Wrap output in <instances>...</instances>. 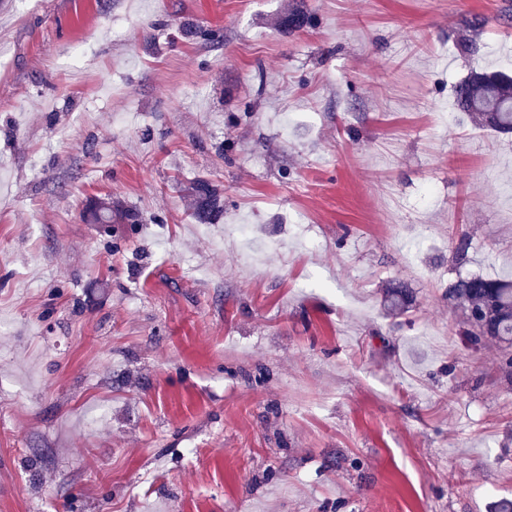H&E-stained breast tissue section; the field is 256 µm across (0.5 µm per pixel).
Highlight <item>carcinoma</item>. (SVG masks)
I'll list each match as a JSON object with an SVG mask.
<instances>
[{
	"label": "carcinoma",
	"mask_w": 512,
	"mask_h": 512,
	"mask_svg": "<svg viewBox=\"0 0 512 512\" xmlns=\"http://www.w3.org/2000/svg\"><path fill=\"white\" fill-rule=\"evenodd\" d=\"M455 90L462 111L477 125L496 132L512 133V76L500 72L473 71ZM196 218L208 222L220 209L218 185L206 178L191 183ZM98 224L112 223V202L98 201L91 210ZM448 303L461 312L465 334L475 344L492 342L512 350V280L473 275L448 285ZM409 304L405 290L387 293L388 312L398 315Z\"/></svg>",
	"instance_id": "obj_1"
}]
</instances>
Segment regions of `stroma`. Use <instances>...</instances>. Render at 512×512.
Listing matches in <instances>:
<instances>
[{"label": "stroma", "mask_w": 512, "mask_h": 512, "mask_svg": "<svg viewBox=\"0 0 512 512\" xmlns=\"http://www.w3.org/2000/svg\"><path fill=\"white\" fill-rule=\"evenodd\" d=\"M473 70L512 75V0H0V512L512 499V380L448 303L512 279ZM189 189L193 198L196 218L210 223L214 213L221 207L219 186L209 179L199 178L191 183Z\"/></svg>", "instance_id": "stroma-1"}]
</instances>
